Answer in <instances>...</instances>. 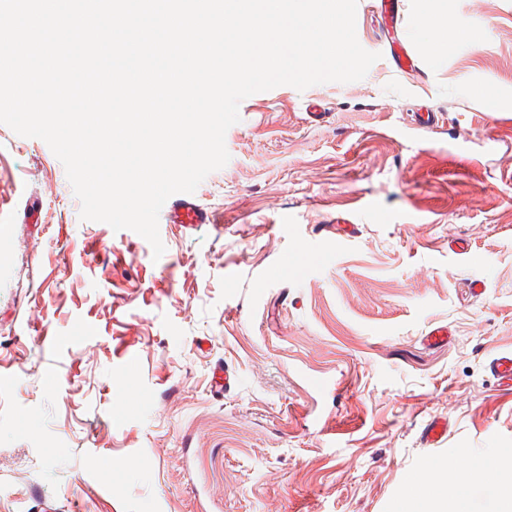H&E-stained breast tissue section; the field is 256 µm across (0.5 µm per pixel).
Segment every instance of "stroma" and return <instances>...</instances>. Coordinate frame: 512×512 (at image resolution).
<instances>
[{"label":"stroma","mask_w":512,"mask_h":512,"mask_svg":"<svg viewBox=\"0 0 512 512\" xmlns=\"http://www.w3.org/2000/svg\"><path fill=\"white\" fill-rule=\"evenodd\" d=\"M397 2L392 23L358 0L380 55L364 79L241 102L228 163L193 194L220 223L160 224L158 259L82 220L47 143L0 123V512H399L440 465L478 471L470 512H498L512 0H444L440 55L421 0ZM437 326L451 336L428 344Z\"/></svg>","instance_id":"1"}]
</instances>
